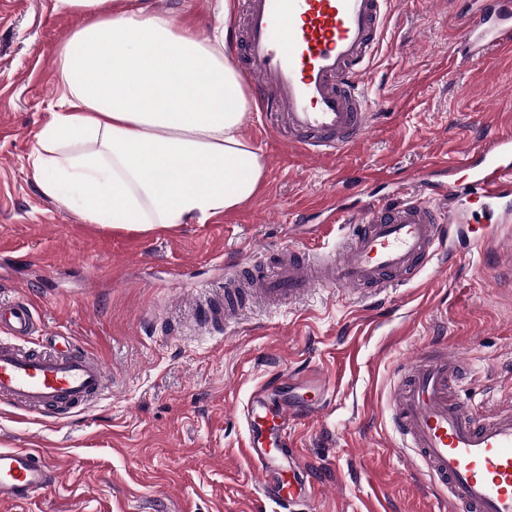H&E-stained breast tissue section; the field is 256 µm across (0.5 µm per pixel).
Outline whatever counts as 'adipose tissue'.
Returning a JSON list of instances; mask_svg holds the SVG:
<instances>
[{
	"mask_svg": "<svg viewBox=\"0 0 512 512\" xmlns=\"http://www.w3.org/2000/svg\"><path fill=\"white\" fill-rule=\"evenodd\" d=\"M83 25L58 50L57 109L30 165L40 192L90 224H205L257 196L266 168L245 134L252 101L228 8L195 35L149 0H53Z\"/></svg>",
	"mask_w": 512,
	"mask_h": 512,
	"instance_id": "adipose-tissue-1",
	"label": "adipose tissue"
}]
</instances>
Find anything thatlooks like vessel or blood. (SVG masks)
Listing matches in <instances>:
<instances>
[{"label": "vessel or blood", "instance_id": "vessel-or-blood-1", "mask_svg": "<svg viewBox=\"0 0 512 512\" xmlns=\"http://www.w3.org/2000/svg\"><path fill=\"white\" fill-rule=\"evenodd\" d=\"M390 0H243L240 45L245 73L260 94L271 128L310 158H341L360 143L370 114L360 76L379 42ZM465 31L481 50L512 47V11L482 8ZM468 183L445 196L476 195L496 204L493 224L512 221V131L466 147ZM351 232L336 250L310 254L278 248L262 264L224 278V298L202 310L205 322L233 319L252 298L278 306L315 288L379 295L417 281L447 251L459 214L415 195L400 203L367 202L343 209ZM26 300H0V401L46 418H71L110 391L103 363L84 347L36 340ZM462 361L438 345L403 363L391 398V420L403 448L415 449L452 512H512V398L475 413L460 394ZM284 387L329 393L318 369H287ZM319 412L258 388L241 409L243 453L258 478L262 504L279 512L312 506L316 494L302 459L291 454L296 427ZM56 461L32 448H0V501H27L58 482Z\"/></svg>", "mask_w": 512, "mask_h": 512}]
</instances>
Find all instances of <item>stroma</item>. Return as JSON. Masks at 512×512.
<instances>
[{"mask_svg": "<svg viewBox=\"0 0 512 512\" xmlns=\"http://www.w3.org/2000/svg\"><path fill=\"white\" fill-rule=\"evenodd\" d=\"M78 22L52 0H0V298L33 303L57 344L83 343L112 393L71 422L0 402V447L43 450L63 466L59 483L0 512H256L238 410L261 380L305 367L335 386L296 429L317 512H449L415 455L395 447L390 400L399 364L432 343L468 366L474 407L512 394V264L474 249L485 224L477 198L459 202L469 230L451 238L456 266L428 268L375 302L318 289L210 329L200 301L265 250H332L333 192L395 202L399 181L413 191L442 181L464 144L512 121V52L461 61L462 26L443 0H393L362 85L365 144L337 162L310 159L253 112L247 134L267 163L259 194L208 224L142 232L86 223L33 176L59 92L56 53Z\"/></svg>", "mask_w": 512, "mask_h": 512, "instance_id": "stroma-1", "label": "stroma"}]
</instances>
